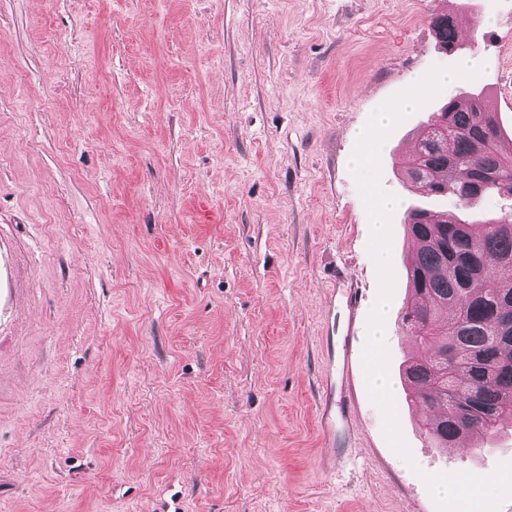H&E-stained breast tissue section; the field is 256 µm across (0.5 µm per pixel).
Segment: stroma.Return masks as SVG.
Segmentation results:
<instances>
[{"instance_id": "obj_1", "label": "stroma", "mask_w": 512, "mask_h": 512, "mask_svg": "<svg viewBox=\"0 0 512 512\" xmlns=\"http://www.w3.org/2000/svg\"><path fill=\"white\" fill-rule=\"evenodd\" d=\"M461 7L478 27L448 54L430 18ZM463 59L512 135V0H0V512H436L419 471L512 462V427L437 448L409 402L399 210L385 337L415 467L362 367L378 279L354 145ZM429 113L381 149L404 201ZM328 376L355 402L332 435Z\"/></svg>"}]
</instances>
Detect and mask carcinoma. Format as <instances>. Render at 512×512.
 Listing matches in <instances>:
<instances>
[{
  "label": "carcinoma",
  "instance_id": "cac0c4a2",
  "mask_svg": "<svg viewBox=\"0 0 512 512\" xmlns=\"http://www.w3.org/2000/svg\"><path fill=\"white\" fill-rule=\"evenodd\" d=\"M440 47L455 51L462 14H436ZM485 98L462 88L432 113L403 184L420 198L452 196L468 209L492 197L512 199V157ZM403 224L414 243L405 266L411 297L402 316L416 351L402 363L413 402L448 412L429 424L440 447L467 437L484 440L512 422V210L482 223L411 205Z\"/></svg>",
  "mask_w": 512,
  "mask_h": 512
}]
</instances>
